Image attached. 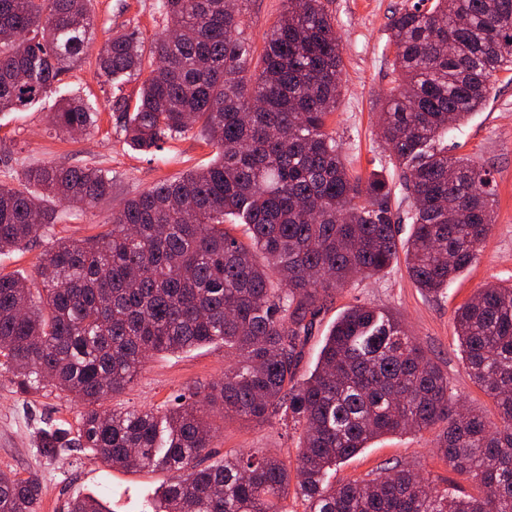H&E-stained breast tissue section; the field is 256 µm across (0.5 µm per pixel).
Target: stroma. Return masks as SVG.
<instances>
[{"mask_svg": "<svg viewBox=\"0 0 512 512\" xmlns=\"http://www.w3.org/2000/svg\"><path fill=\"white\" fill-rule=\"evenodd\" d=\"M413 0H325L342 43L341 95L330 117V127L343 148L350 171L368 176L379 173L392 188L391 208L399 248H406L412 233L409 214L413 198L405 188L393 154L381 139L379 114L392 87L393 54L387 47L389 23L395 10ZM96 21L95 46L89 47L81 67L65 77V92L82 97L98 112L97 130L89 136L56 135L50 121L54 96L25 109L0 112V181L17 183L31 167L47 163L82 165L88 162L109 170L112 196L95 208L81 211L57 209L51 232L31 242L27 249L0 255V271L27 278L39 287L37 267L42 253L60 238H88L105 231L112 210L126 199L156 184L207 166L213 148L201 132L169 141L151 154L134 149L123 133L122 104H135L139 82H104L96 65V46L112 31L135 28L152 41L165 26L157 0H92ZM448 152L487 168L496 193L494 222L476 261L443 293L425 295L412 281L404 257L381 273L359 277L337 289L321 310L298 368V378L314 369L330 325L347 307L365 304L392 314L403 323L428 357L448 377V395L461 408H474L491 422L498 410L469 375L454 332L458 307L481 289L512 285V70L492 79L483 107L448 134ZM229 362L222 344H209L187 352L158 353L150 357L137 379L123 392L105 400V407L154 408L166 411L189 386L221 381ZM79 402L43 391L33 396L17 394L9 375H0V472L20 477L37 475L42 485L38 512H57L69 497L94 495L111 512H153L156 491L173 481L169 469L121 471L109 468L90 453L45 459L33 444L37 428L53 424L76 425ZM216 427V453L241 454L259 449L279 456L296 469L303 445L301 426L273 417L246 422L225 416L221 407L210 410ZM438 430L386 435L330 471L329 480L342 483L370 480L387 468L414 471L436 489H455L478 497L479 486L458 474L442 457Z\"/></svg>", "mask_w": 512, "mask_h": 512, "instance_id": "obj_1", "label": "stroma"}]
</instances>
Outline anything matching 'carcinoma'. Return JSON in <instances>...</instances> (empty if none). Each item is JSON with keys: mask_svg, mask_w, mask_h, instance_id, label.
Returning <instances> with one entry per match:
<instances>
[{"mask_svg": "<svg viewBox=\"0 0 512 512\" xmlns=\"http://www.w3.org/2000/svg\"><path fill=\"white\" fill-rule=\"evenodd\" d=\"M89 2L0 0V112L39 101L82 63L95 29ZM245 2L159 0L174 36L152 40L134 109L123 105L132 145L149 152L198 128L215 159L126 200L102 235L56 242L40 260L43 288L0 274V369L22 395L50 387L83 405L77 429L38 428L35 446L49 460L79 449L112 468L183 472L154 512H288L280 458L212 459L207 408L219 403L244 421L282 414L302 426L295 490L306 512H512V285L481 290L454 317L498 426L479 410L456 412L448 377L398 319L366 305L336 319L314 370L295 381L323 298L395 259L391 189L381 174L350 173L328 130L342 47L323 0H286L258 55ZM389 43L396 79L382 133L415 203L406 263L420 290L439 293L493 224L490 172L442 141L512 69V0H416L393 13ZM144 59L143 38L128 29L104 41L97 63L112 83L141 76ZM51 122L85 132L97 113L64 95ZM23 183H0V254L46 233L56 202L94 207L112 194V176L93 163L32 167ZM218 342L234 357L220 382L188 389L160 415L102 408L149 355ZM436 426L443 458L482 496L434 491L397 466L327 481L372 440ZM40 495L37 476L0 473V512H37ZM60 512L110 510L83 496Z\"/></svg>", "mask_w": 512, "mask_h": 512, "instance_id": "obj_1", "label": "carcinoma"}]
</instances>
